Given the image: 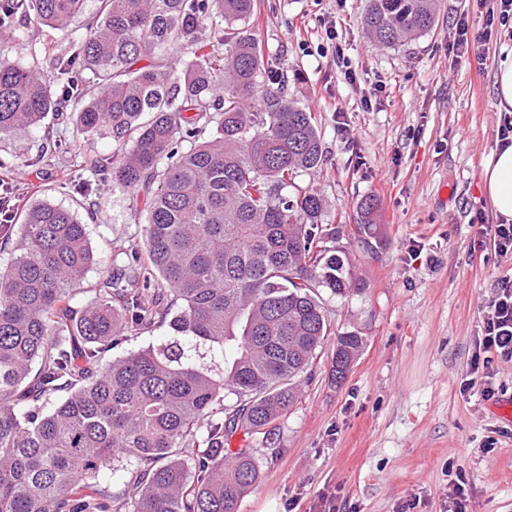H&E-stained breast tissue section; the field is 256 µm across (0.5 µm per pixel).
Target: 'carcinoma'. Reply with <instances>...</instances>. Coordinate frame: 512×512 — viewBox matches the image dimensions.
<instances>
[{
	"mask_svg": "<svg viewBox=\"0 0 512 512\" xmlns=\"http://www.w3.org/2000/svg\"><path fill=\"white\" fill-rule=\"evenodd\" d=\"M257 7L0 0L5 26L85 17L49 79L35 59L0 58V134L70 106L82 134L117 143L85 168L148 202L145 253L89 285L95 254L74 209L40 201L18 216L0 265V512H238L260 477L253 442L272 440L329 339L320 291L365 288L343 225L322 224L323 198L296 183L322 165L321 133L247 33ZM438 15L439 0H366L362 24L391 48ZM377 208L362 200L351 229L371 259ZM164 327L172 335L108 358ZM364 344L336 336L332 372Z\"/></svg>",
	"mask_w": 512,
	"mask_h": 512,
	"instance_id": "obj_1",
	"label": "carcinoma"
}]
</instances>
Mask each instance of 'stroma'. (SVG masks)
I'll list each match as a JSON object with an SVG mask.
<instances>
[{
	"instance_id": "obj_1",
	"label": "stroma",
	"mask_w": 512,
	"mask_h": 512,
	"mask_svg": "<svg viewBox=\"0 0 512 512\" xmlns=\"http://www.w3.org/2000/svg\"><path fill=\"white\" fill-rule=\"evenodd\" d=\"M364 4L260 0L247 27L317 118L324 163L298 182L324 198L323 223L355 224L371 195L384 239L376 259L356 264L364 290L324 298L332 334L359 332L362 353L338 383L325 345L275 445L255 442L260 479L239 512H322L324 493L340 512H448L458 484L467 512H512V422L493 413L495 402L512 400V362L494 365L495 400L465 387L483 309L512 277V260L493 245L501 218L482 177L500 147L494 76L512 36L493 33L482 63L457 62L454 18L467 14L479 32L486 10L441 0L429 35L383 48L361 24ZM72 51L59 30L29 28L21 42L0 30V54L38 59L45 75ZM51 142L62 152L51 154ZM115 148L112 138L83 136L75 113L47 115L40 128L0 136L5 185L26 205L75 206L70 180L83 176L85 157ZM91 181L78 216L98 259L87 275L94 282L141 244L145 205L111 175Z\"/></svg>"
}]
</instances>
